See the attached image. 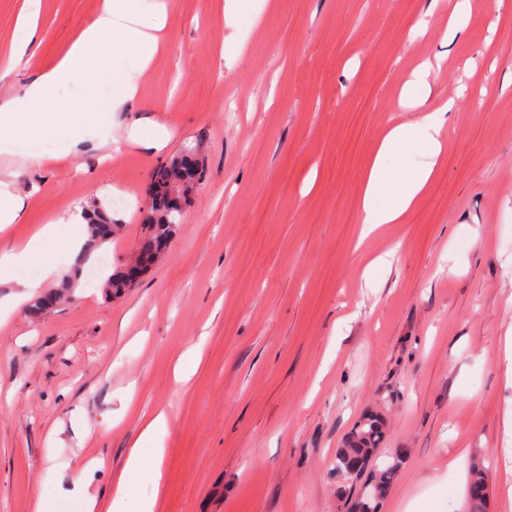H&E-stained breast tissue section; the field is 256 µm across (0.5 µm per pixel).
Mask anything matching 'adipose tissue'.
<instances>
[{
	"instance_id": "1",
	"label": "adipose tissue",
	"mask_w": 512,
	"mask_h": 512,
	"mask_svg": "<svg viewBox=\"0 0 512 512\" xmlns=\"http://www.w3.org/2000/svg\"><path fill=\"white\" fill-rule=\"evenodd\" d=\"M131 5L132 0H103L100 12L57 63L37 76L22 97L0 110V128L14 135H35L78 124V115L52 110L49 104L58 88L77 75L100 68L104 59L112 55V27L129 12ZM431 69V63H424L407 83L399 101L401 107L416 111L415 120L387 131L368 170L359 204L362 235H370L385 224L404 223L433 177L446 118L444 113L424 109L423 91L428 87ZM400 148L423 149L428 160L406 174H397L387 159ZM161 464V459L157 458L151 466H144L138 448H131L125 468L113 479L109 496L90 492L84 486L74 490L80 512H124L131 473L148 468L152 482L157 484L162 479Z\"/></svg>"
}]
</instances>
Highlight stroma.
<instances>
[{"mask_svg": "<svg viewBox=\"0 0 512 512\" xmlns=\"http://www.w3.org/2000/svg\"><path fill=\"white\" fill-rule=\"evenodd\" d=\"M157 54L135 100L80 139L0 135V186L24 201L0 250L91 199L116 230L72 296L39 317L0 283V512H79L75 486L110 487L145 419L169 417L163 482L130 478L155 512H347L335 453L368 411L404 463L381 512H508L512 383V0H166ZM24 0H0V105L52 67L101 0H39L35 54ZM435 63L426 103L453 109L426 193L405 223L361 237L365 173L404 120L406 83ZM192 147L205 179L179 232L142 277L101 282L141 244L156 167ZM269 200L262 213L256 197ZM188 370V381L178 378ZM104 467L87 472L90 461ZM35 11L29 10L19 17V26L24 32L23 39L18 47V53L24 55L28 49L37 47L39 44L38 26L34 20ZM473 493H469L472 512H482L481 507L487 497V483L485 466L482 461H475L470 467L469 486Z\"/></svg>", "mask_w": 512, "mask_h": 512, "instance_id": "obj_1", "label": "stroma"}]
</instances>
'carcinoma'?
Wrapping results in <instances>:
<instances>
[{
    "instance_id": "obj_1",
    "label": "carcinoma",
    "mask_w": 512,
    "mask_h": 512,
    "mask_svg": "<svg viewBox=\"0 0 512 512\" xmlns=\"http://www.w3.org/2000/svg\"><path fill=\"white\" fill-rule=\"evenodd\" d=\"M180 160L174 159L162 164L153 178V200L151 209L144 221V243L157 250L162 249L181 224V214L169 210L167 193L170 188L185 185L189 190L197 189L203 168L196 159V149L186 148L179 153ZM87 247L97 248L112 238V217L100 203L87 205ZM384 441V423L379 413H368L356 424L345 438L341 448L336 450V475L346 482L362 476L370 483V492L354 499L350 505L352 512H379V507L397 476L402 456L394 453L390 460L378 465H370L378 448ZM469 495L472 512H481L487 497L485 466L475 461L470 467Z\"/></svg>"
}]
</instances>
